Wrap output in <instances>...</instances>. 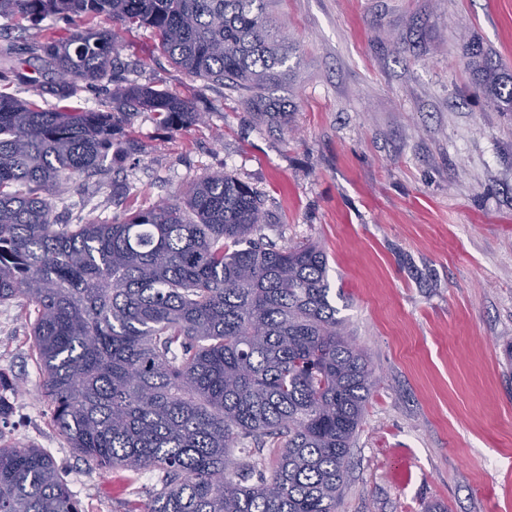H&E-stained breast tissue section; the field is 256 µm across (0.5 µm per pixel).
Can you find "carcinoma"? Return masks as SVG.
I'll return each mask as SVG.
<instances>
[{
  "instance_id": "carcinoma-1",
  "label": "carcinoma",
  "mask_w": 512,
  "mask_h": 512,
  "mask_svg": "<svg viewBox=\"0 0 512 512\" xmlns=\"http://www.w3.org/2000/svg\"><path fill=\"white\" fill-rule=\"evenodd\" d=\"M267 3L0 0V17L30 23L50 86L12 44L0 47L16 58L0 85L61 101L103 91L112 25L148 27L186 74L284 119L267 92L288 80L290 45ZM48 17L74 26L70 37L41 27ZM481 67L512 111V84L488 59ZM118 95L171 126L200 119L191 102L135 82ZM123 136L110 109L45 110L0 91V304L26 307L54 427L90 465L159 473L147 505L126 512H336L374 378L329 300L327 255L263 242L256 193L222 172L120 220L59 224L53 196L103 183ZM0 512L82 510L47 451L0 438Z\"/></svg>"
}]
</instances>
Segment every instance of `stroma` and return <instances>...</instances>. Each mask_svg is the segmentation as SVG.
I'll return each instance as SVG.
<instances>
[{"instance_id": "35a3bbf8", "label": "stroma", "mask_w": 512, "mask_h": 512, "mask_svg": "<svg viewBox=\"0 0 512 512\" xmlns=\"http://www.w3.org/2000/svg\"><path fill=\"white\" fill-rule=\"evenodd\" d=\"M293 45L262 120L249 95L174 67L151 30L122 33L114 86L189 99L195 125L128 109L137 159L103 186L69 185L62 223L111 221L175 200L221 171L250 186L264 239L313 242L330 298L375 384L337 512H512V112L485 91L473 50L512 75V0H268ZM20 302L0 304V437L51 452L83 512L144 504L88 465L51 423Z\"/></svg>"}]
</instances>
